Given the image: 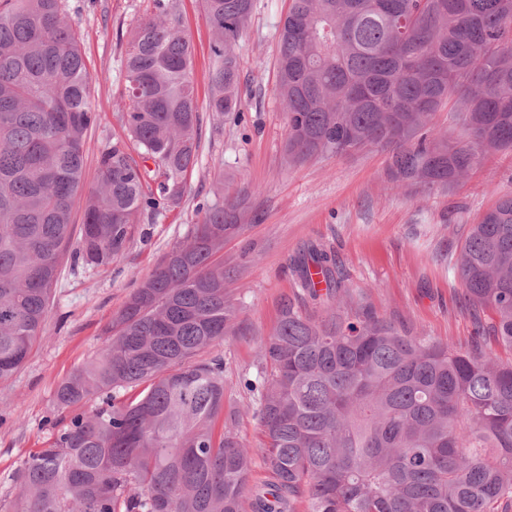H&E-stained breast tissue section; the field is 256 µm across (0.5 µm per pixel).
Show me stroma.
<instances>
[{"label":"stroma","instance_id":"obj_1","mask_svg":"<svg viewBox=\"0 0 512 512\" xmlns=\"http://www.w3.org/2000/svg\"><path fill=\"white\" fill-rule=\"evenodd\" d=\"M287 9L288 0H254L250 25L235 46L241 104L219 117L209 110L214 41L202 2L180 0L195 54L198 163L180 204L153 219L141 216L127 249L111 265L63 264L39 345L0 382V501L13 498L21 461L59 429L58 385L95 358L113 313L199 223L203 203L219 186L228 196L248 187L244 207L261 215L224 239V265L236 271L227 290L242 303L247 332L210 349L224 360V405L242 410L239 432L247 443H256L259 426L244 413L249 397L238 382L256 371L279 302L295 290L289 259L306 243L335 251L345 288L378 316L422 336L469 346L473 319L456 304L462 286L452 263L468 226L512 196V155H496L453 187L431 192L392 187L385 174L389 153L377 147L285 165L288 117L277 92L275 57ZM151 13V0H68L67 19L81 35L97 115L85 144L83 197L97 187L102 144L120 131L128 33Z\"/></svg>","mask_w":512,"mask_h":512}]
</instances>
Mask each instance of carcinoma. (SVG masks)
<instances>
[{"mask_svg":"<svg viewBox=\"0 0 512 512\" xmlns=\"http://www.w3.org/2000/svg\"><path fill=\"white\" fill-rule=\"evenodd\" d=\"M125 50L122 134L103 144L79 243L73 212L96 122L66 0H0V381L41 340L61 260L121 255L139 215L180 204L200 150L194 48L177 0H152ZM279 28L287 164L364 147L392 151L395 188L453 186L512 153V0H289ZM217 48L209 110L239 107L234 46L254 0H202ZM458 96L467 135L433 125ZM240 196L214 192L104 330L98 356L63 380L68 423L15 473L9 512H512V197L469 227L454 269L473 311L461 350L378 317L342 287L336 255L290 261L281 299L240 386L255 446L224 412V359L244 333L218 254ZM492 314L490 322L481 313ZM267 479H253L255 459Z\"/></svg>","mask_w":512,"mask_h":512,"instance_id":"obj_1","label":"carcinoma"}]
</instances>
